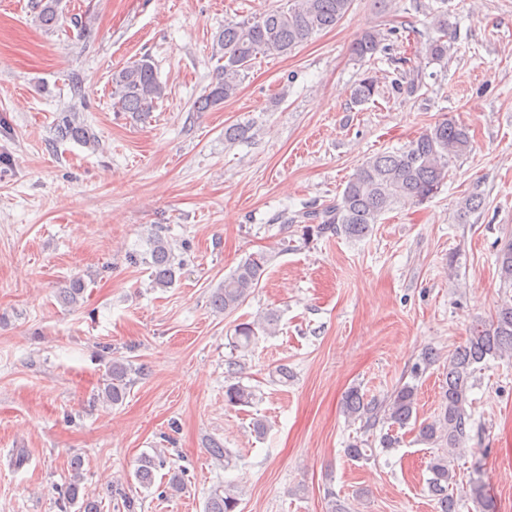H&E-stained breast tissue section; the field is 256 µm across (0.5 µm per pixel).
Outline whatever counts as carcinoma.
I'll list each match as a JSON object with an SVG mask.
<instances>
[{
    "label": "carcinoma",
    "instance_id": "obj_1",
    "mask_svg": "<svg viewBox=\"0 0 512 512\" xmlns=\"http://www.w3.org/2000/svg\"><path fill=\"white\" fill-rule=\"evenodd\" d=\"M352 0H285L282 6L266 10L240 22H227L215 34L220 57L214 81L193 103L196 112H207L234 98L240 78L261 55H286L308 42L315 35L336 27L349 11ZM34 21L45 30H54L63 20L61 0H35ZM438 36L424 44L426 58L441 61L448 56V10L440 8L433 13ZM387 35L370 29L355 39L352 55L359 59L373 58L387 49ZM419 75L411 71L400 73L394 86L408 94L420 87ZM165 87L159 81L155 64L148 57L129 62L112 73L113 106L119 112L143 114L153 110L164 96ZM378 92V79L363 77L353 90L358 103H367ZM58 141H74L87 147L96 145V137L76 111L66 112L54 128ZM471 137L469 129L454 118L436 122L407 145L394 151L377 153L357 168L336 201L320 210L300 215L302 243L311 238L329 234H344L353 238L368 236L381 217L398 205H422L434 198L448 181V161L467 152ZM148 249L133 252L128 260L147 267L154 286L168 288L176 275V257L171 244L154 232L147 237ZM270 258L260 252L248 256L224 278L213 294L211 305L218 314L235 312L259 287L267 272ZM500 277L512 284V239L504 243L497 254ZM278 328V315L268 311L263 316L239 322L234 326L229 346L235 352H248L258 341L259 334L271 335ZM512 355V302L505 301L488 321L476 322L464 345L454 351L448 361V373L442 391L440 413L434 420L419 428L422 441L428 444L444 442L456 449L467 436L466 428L472 420L466 410L470 380L475 365L490 358ZM141 368L123 360H114L109 366L102 396L116 406L123 402L133 382L132 375ZM258 400L257 390L241 382L225 387L224 401L230 406H251ZM417 388L404 384L396 388L385 401L375 406L365 402L358 390L348 391L344 409L351 418L383 414L391 427L403 428L416 413ZM166 466L161 452L144 453L137 462L134 477L140 486L150 487L155 472ZM68 499L80 503L79 512H100L101 503L95 497L80 494L79 467H74ZM430 477L427 486L437 500L440 512H458L459 500L454 496L455 474L449 468L448 454L431 457L427 466ZM242 488L234 482L215 487L207 499L205 512H237L241 504Z\"/></svg>",
    "mask_w": 512,
    "mask_h": 512
}]
</instances>
